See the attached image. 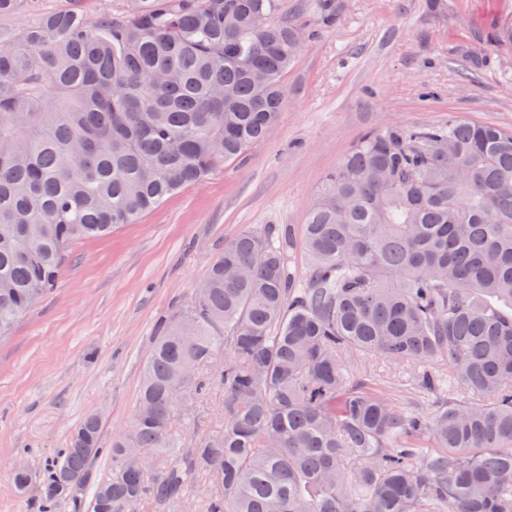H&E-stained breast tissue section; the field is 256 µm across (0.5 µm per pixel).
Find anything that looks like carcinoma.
Returning a JSON list of instances; mask_svg holds the SVG:
<instances>
[{"mask_svg":"<svg viewBox=\"0 0 512 512\" xmlns=\"http://www.w3.org/2000/svg\"><path fill=\"white\" fill-rule=\"evenodd\" d=\"M0 31V339L49 295L68 248L134 223L264 139L303 33L287 0H81ZM261 69L260 83L251 71ZM248 228L160 326L111 473L88 415L39 475L73 512H512V130L450 119L365 133L302 225ZM224 354L205 375L200 366ZM417 366L430 412L355 379ZM224 386V429L182 447ZM148 457L123 466L126 452Z\"/></svg>","mask_w":512,"mask_h":512,"instance_id":"cac0c4a2","label":"carcinoma"}]
</instances>
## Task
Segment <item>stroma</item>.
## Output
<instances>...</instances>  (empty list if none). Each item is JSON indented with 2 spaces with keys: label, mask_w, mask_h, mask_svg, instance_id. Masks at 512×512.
<instances>
[{
  "label": "stroma",
  "mask_w": 512,
  "mask_h": 512,
  "mask_svg": "<svg viewBox=\"0 0 512 512\" xmlns=\"http://www.w3.org/2000/svg\"><path fill=\"white\" fill-rule=\"evenodd\" d=\"M288 0L305 39L266 138L112 235L74 244L53 291L0 341V512H27L11 469L33 471L99 416L102 443L129 428L141 369L161 322L191 303L225 241L248 227H300L324 176L368 130L460 116L512 129V48L496 40L512 0H333L332 21ZM414 365L378 356L354 367L421 411ZM176 426L186 444L224 426L213 387Z\"/></svg>",
  "instance_id": "obj_1"
}]
</instances>
